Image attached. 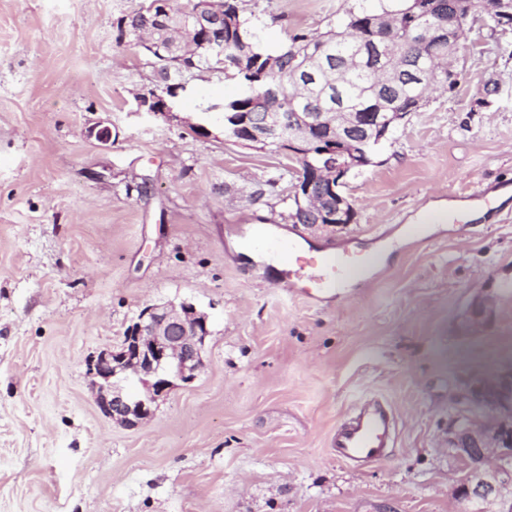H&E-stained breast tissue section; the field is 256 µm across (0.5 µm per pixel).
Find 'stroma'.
I'll return each mask as SVG.
<instances>
[{
	"label": "stroma",
	"mask_w": 512,
	"mask_h": 512,
	"mask_svg": "<svg viewBox=\"0 0 512 512\" xmlns=\"http://www.w3.org/2000/svg\"><path fill=\"white\" fill-rule=\"evenodd\" d=\"M146 0H0V512H467L451 444L480 419L469 385L512 361V26L472 12L464 80L436 87L342 194L355 217L316 242L381 234L444 200L461 232L407 237L366 288L291 296L236 253L253 224L287 233L292 152L195 133L236 79L184 74L177 115L138 111L154 60L117 21ZM261 45L317 35L378 0H238ZM109 128L99 143L95 130ZM479 190L485 219L468 221ZM492 313L465 329L470 303ZM207 312L204 365L152 417L104 415L86 371L146 306ZM377 397L396 445L356 466L337 423Z\"/></svg>",
	"instance_id": "35a3bbf8"
}]
</instances>
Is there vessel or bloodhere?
<instances>
[{
    "label": "vessel or blood",
    "instance_id": "obj_1",
    "mask_svg": "<svg viewBox=\"0 0 512 512\" xmlns=\"http://www.w3.org/2000/svg\"><path fill=\"white\" fill-rule=\"evenodd\" d=\"M254 245L281 251L287 269L281 270L275 285L292 295L329 300L338 290L361 280L378 266L379 260L353 248L326 241L318 247L305 246L301 240L281 242L263 226L254 227ZM394 445V417L380 403H366L343 419L336 427L331 448L340 461L358 465L380 462L387 448Z\"/></svg>",
    "mask_w": 512,
    "mask_h": 512
}]
</instances>
